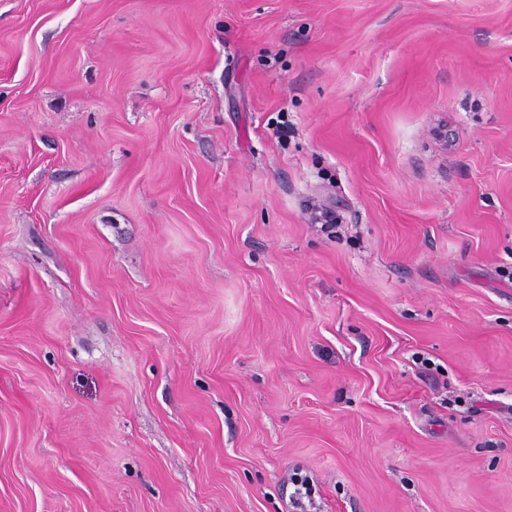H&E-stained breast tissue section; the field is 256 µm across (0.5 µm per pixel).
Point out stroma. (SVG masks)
Segmentation results:
<instances>
[{"mask_svg":"<svg viewBox=\"0 0 512 512\" xmlns=\"http://www.w3.org/2000/svg\"><path fill=\"white\" fill-rule=\"evenodd\" d=\"M0 512H512V0H0Z\"/></svg>","mask_w":512,"mask_h":512,"instance_id":"1","label":"stroma"}]
</instances>
